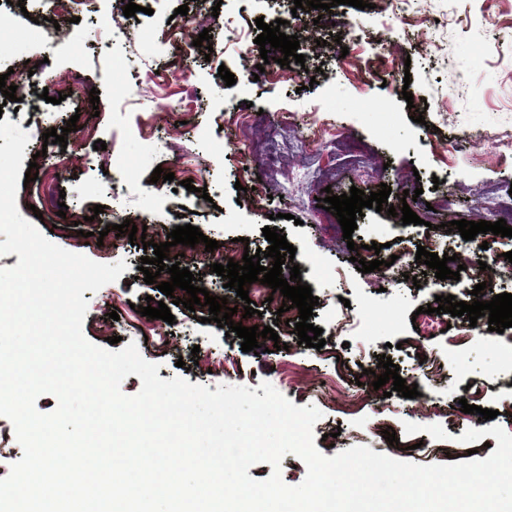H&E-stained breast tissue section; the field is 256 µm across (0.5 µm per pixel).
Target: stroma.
<instances>
[{
  "label": "stroma",
  "instance_id": "1",
  "mask_svg": "<svg viewBox=\"0 0 512 512\" xmlns=\"http://www.w3.org/2000/svg\"><path fill=\"white\" fill-rule=\"evenodd\" d=\"M140 11L125 17L112 11L111 0H83L76 22L46 19L43 0L10 5L11 21L0 27V75L17 88L0 117L19 124L30 141L25 157L39 166L36 181L18 187L20 215L34 221L52 243L100 263L125 261L117 281L85 291V338L104 346L106 338L136 343L142 357L159 366L157 375L180 376L216 391L221 385L258 388L271 383L295 406H315L321 417L313 427L316 448L325 456L354 446L420 465L457 464L469 457L487 459L483 441L464 443V431L495 423L512 433V348L495 345L487 318L477 320V338L455 341L461 317L450 318L447 332L428 338L426 359L414 348L419 333L412 320L419 307L441 295L470 301L468 279L438 280L434 274L404 279L383 268L362 273L351 262L350 245L378 243L384 257L402 248L424 246L441 255L469 257L460 234L431 235L429 220L496 221L497 205L512 201V158L485 156L473 144L476 135L512 130V5L502 0H393L387 10L345 6L349 27L340 36L321 30L325 48L301 41L304 63H291L297 80L280 82L243 67L235 45L224 33L225 18L244 33L248 53L259 57L256 18L289 19L294 0H135ZM188 6L195 32H208L211 44H184L170 17ZM438 20L433 47H425L418 18ZM341 41L351 52L338 64L328 44ZM395 54L411 60L409 71L388 72L379 57ZM31 78L20 79L26 65ZM226 66L236 82L218 75ZM81 74L83 86L53 104L42 99L61 73ZM123 87L113 100L112 85ZM97 90L98 104L89 92ZM412 92L405 100L404 92ZM383 98L387 112L371 103ZM421 112L423 123L413 122ZM335 120L343 135L313 145L314 116ZM75 120L67 146L44 144L51 128ZM105 141L106 150L95 149ZM173 173L174 181L151 182L155 168ZM442 185H433V178ZM192 179L194 191L182 180ZM401 208L405 190H419L411 209L420 224L397 226L386 212L365 209L351 239H344L332 213L317 202L326 194L350 188L378 191ZM256 187L266 200L261 209L245 206V190ZM103 206L94 214L95 206ZM67 217H59V208ZM79 215L72 223L71 215ZM137 214L167 229L190 224L209 239L229 242L244 237L250 249L267 248L263 229L275 225L296 249L301 278L318 297L310 322L321 328L323 348L300 344L289 326L277 322L275 307L234 322L274 326L284 348L254 354L241 340L207 319L208 307L171 306L174 323L141 316L146 298L163 300L157 288L139 277L142 243L106 232ZM104 239H97V232ZM354 322L345 336L332 328L336 316ZM167 335L156 346L153 335ZM221 352L235 361L233 373L214 377L195 365L191 350ZM391 357L407 383L419 392L457 404L496 410L495 421L471 414L425 419L416 400L402 397L392 384L385 396L362 404L331 402L330 387L361 394L356 379L376 369L380 356ZM398 441L389 444L385 430Z\"/></svg>",
  "mask_w": 512,
  "mask_h": 512
}]
</instances>
